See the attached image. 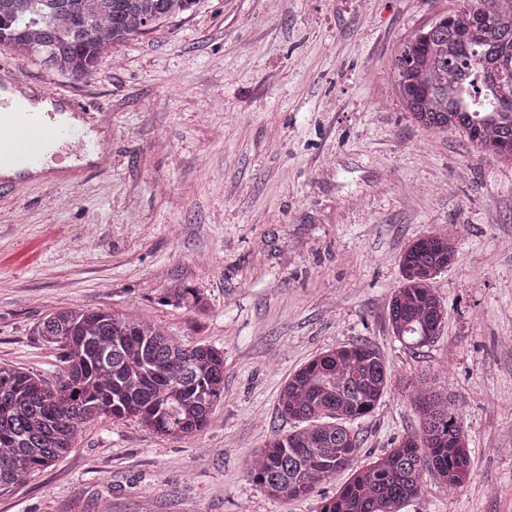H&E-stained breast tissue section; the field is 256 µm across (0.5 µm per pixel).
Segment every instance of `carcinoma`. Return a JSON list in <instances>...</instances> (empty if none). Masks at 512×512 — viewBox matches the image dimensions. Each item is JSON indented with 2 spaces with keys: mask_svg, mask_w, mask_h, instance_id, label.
I'll use <instances>...</instances> for the list:
<instances>
[{
  "mask_svg": "<svg viewBox=\"0 0 512 512\" xmlns=\"http://www.w3.org/2000/svg\"><path fill=\"white\" fill-rule=\"evenodd\" d=\"M203 0H0V45L75 80L95 77L112 45L192 11ZM416 30L394 59L397 93L414 122L459 131L486 153L512 159V0H478ZM457 258L446 233L420 238L401 254V285L388 325L401 343L424 347L447 317L434 280ZM164 303L205 309L197 288L166 289ZM36 335L55 359L56 380L0 365V494L65 456L81 426L97 417L133 420L181 439L202 431L224 399V350L171 335L162 326L108 309L58 308ZM389 363L367 342L324 351L288 376L282 415L301 423L275 433L249 473L269 496L307 497L350 472L319 512H402L423 474L455 488L469 480L472 455L448 397L420 382L412 403L420 431L359 467L352 424L388 387Z\"/></svg>",
  "mask_w": 512,
  "mask_h": 512,
  "instance_id": "cac0c4a2",
  "label": "carcinoma"
}]
</instances>
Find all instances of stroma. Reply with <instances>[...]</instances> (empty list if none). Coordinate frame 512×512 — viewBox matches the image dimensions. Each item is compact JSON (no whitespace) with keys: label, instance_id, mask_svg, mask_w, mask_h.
I'll use <instances>...</instances> for the list:
<instances>
[{"label":"stroma","instance_id":"stroma-1","mask_svg":"<svg viewBox=\"0 0 512 512\" xmlns=\"http://www.w3.org/2000/svg\"><path fill=\"white\" fill-rule=\"evenodd\" d=\"M459 0H202L112 48L96 78L46 71L0 46L30 85L97 112L102 174L0 186V363L54 379L35 334L60 306L143 317L224 351V399L181 440L102 416L71 451L0 495V512H318L268 497L252 456L292 424L288 375L316 354L369 342L386 395L354 422L365 464L418 432L410 386L448 394L473 472L424 474L403 512H512V162L404 109L392 64ZM455 226L457 259L435 289L447 310L419 349L388 328L412 242ZM197 288L203 312L163 305Z\"/></svg>","mask_w":512,"mask_h":512}]
</instances>
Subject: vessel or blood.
<instances>
[{"mask_svg":"<svg viewBox=\"0 0 512 512\" xmlns=\"http://www.w3.org/2000/svg\"><path fill=\"white\" fill-rule=\"evenodd\" d=\"M50 99L62 103L63 111L20 110L0 97V168H11L19 180L49 175L52 161L60 155L80 161L102 150L86 127L83 103L57 92Z\"/></svg>","mask_w":512,"mask_h":512,"instance_id":"b4317fda","label":"vessel or blood"}]
</instances>
